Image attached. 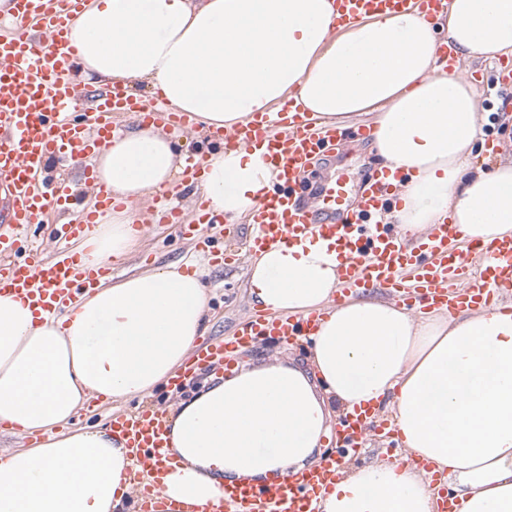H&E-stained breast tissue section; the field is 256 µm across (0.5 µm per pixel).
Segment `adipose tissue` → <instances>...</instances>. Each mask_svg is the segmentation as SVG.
I'll use <instances>...</instances> for the list:
<instances>
[{
  "mask_svg": "<svg viewBox=\"0 0 512 512\" xmlns=\"http://www.w3.org/2000/svg\"><path fill=\"white\" fill-rule=\"evenodd\" d=\"M334 0H89L71 21L74 85L146 83L201 131L226 132L286 101L330 126L371 117L383 167L401 170L388 213L405 238L451 219L462 239L512 236V160L475 161L478 90L445 70L512 54V0H448L340 25ZM210 210L246 217L271 173L245 146L208 151ZM118 207L80 247L81 264L123 260L140 242L137 208L185 167L158 126L118 131L91 157ZM336 254L323 242L267 248L249 295L276 316L324 312L308 366L272 356L168 409L166 502H218L225 485L265 483L317 463L334 412L387 407L404 455L342 470L318 512H435L419 460L446 473L457 512H512V314L415 315L372 296L335 302ZM198 273L170 264L100 283L62 315L0 296V422L44 442L0 460V512H133L135 462L110 428L70 427L91 400H146L169 385L207 331Z\"/></svg>",
  "mask_w": 512,
  "mask_h": 512,
  "instance_id": "adipose-tissue-1",
  "label": "adipose tissue"
}]
</instances>
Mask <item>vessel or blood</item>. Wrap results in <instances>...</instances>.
I'll list each match as a JSON object with an SVG mask.
<instances>
[{
  "label": "vessel or blood",
  "mask_w": 512,
  "mask_h": 512,
  "mask_svg": "<svg viewBox=\"0 0 512 512\" xmlns=\"http://www.w3.org/2000/svg\"><path fill=\"white\" fill-rule=\"evenodd\" d=\"M9 26L0 30V195L6 216L0 220V293L29 300L40 314L61 313L74 299L94 288L112 272L108 263L78 268L66 245L86 236L94 227L97 211L79 214L60 235L61 244L48 256L23 240L31 225L42 223L53 210L70 206L71 187L66 181L45 183L42 172L48 158L82 162L114 132L115 115L133 113L143 124L164 122L188 126L187 115L150 109L127 96L120 84L105 90L79 89L66 74L78 60L76 47L65 37L68 21L85 0H14ZM422 8L441 12L444 0H336L340 22L368 15ZM336 136L335 128L320 125L309 112L281 108L263 114L233 134L225 146L246 145L259 152L274 175L273 186L260 193L250 222L255 226L254 246L290 248L304 241L326 242L335 250L342 268L341 292L382 288L402 302L422 309L464 306L494 309L499 294L512 289V239L484 245L469 242L466 253L449 251L456 236L452 222L435 225L415 245L403 243L393 225L380 223L379 213L391 199L400 180L397 171L382 169L368 175L357 202H350L346 184L331 181L318 192L311 207L296 195L306 169ZM168 223L181 225L204 254L222 259L209 231L223 223V215L199 213L185 221L179 211L167 209ZM319 313L298 318L256 316L230 338L199 346L181 379L216 363L234 365L237 350L259 336L289 341L311 334ZM369 411L348 413L339 435L342 448L354 451L366 436ZM142 468L165 470L167 426L162 413L144 410L122 414L109 423ZM335 458L269 483L228 485L218 504L194 507L190 512H316L313 502L334 485Z\"/></svg>",
  "instance_id": "b4317fda"
}]
</instances>
